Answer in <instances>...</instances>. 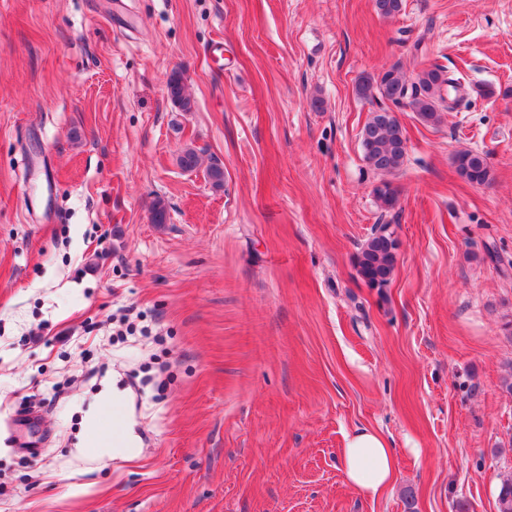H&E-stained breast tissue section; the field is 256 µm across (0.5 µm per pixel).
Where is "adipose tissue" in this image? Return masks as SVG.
<instances>
[{
    "mask_svg": "<svg viewBox=\"0 0 512 512\" xmlns=\"http://www.w3.org/2000/svg\"><path fill=\"white\" fill-rule=\"evenodd\" d=\"M341 457L348 484L366 497L383 493L396 474V458L390 442L369 428L346 436Z\"/></svg>",
    "mask_w": 512,
    "mask_h": 512,
    "instance_id": "ef3b65f1",
    "label": "adipose tissue"
}]
</instances>
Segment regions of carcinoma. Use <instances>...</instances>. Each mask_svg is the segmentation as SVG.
Instances as JSON below:
<instances>
[{
    "label": "carcinoma",
    "mask_w": 512,
    "mask_h": 512,
    "mask_svg": "<svg viewBox=\"0 0 512 512\" xmlns=\"http://www.w3.org/2000/svg\"><path fill=\"white\" fill-rule=\"evenodd\" d=\"M403 0H374L378 15L391 17L402 11ZM463 77L451 73L446 67L435 64L421 69L415 79L409 80L396 66L361 79L357 93L365 99L379 98L394 105L404 104L426 124H437L441 112L447 109L446 92L459 91ZM167 93L174 105L183 112H190L194 101L187 90L182 75L174 71L167 79ZM363 157L369 169L376 173L392 174L401 169L406 157V140L395 112L381 108L371 113L362 129ZM178 165L192 171L199 165L195 148L187 145L177 156ZM454 164L458 174L472 184L489 181L490 168L483 153L466 150L457 153ZM379 207L389 211L396 206L397 190L388 181L373 188ZM390 223L378 224L358 256L360 275L373 288H384L393 273L397 248L393 244ZM498 512H512V477L502 482L498 492Z\"/></svg>",
    "instance_id": "carcinoma-1"
}]
</instances>
